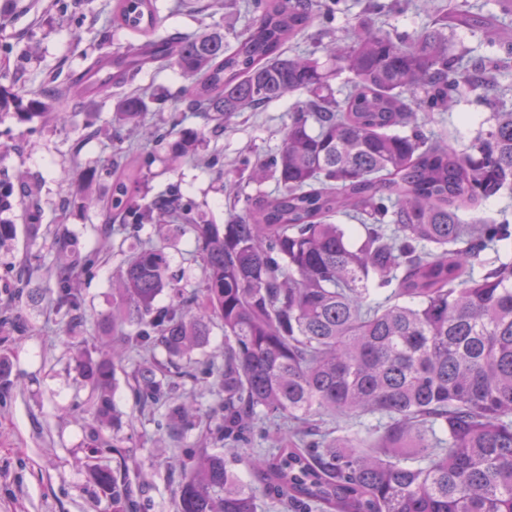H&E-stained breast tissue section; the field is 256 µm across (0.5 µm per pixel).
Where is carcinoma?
Returning a JSON list of instances; mask_svg holds the SVG:
<instances>
[{
	"label": "carcinoma",
	"mask_w": 512,
	"mask_h": 512,
	"mask_svg": "<svg viewBox=\"0 0 512 512\" xmlns=\"http://www.w3.org/2000/svg\"><path fill=\"white\" fill-rule=\"evenodd\" d=\"M245 28L161 37L156 0H115L112 25L141 37L95 61L85 90L132 82L147 64L174 62L192 78L185 101L228 126L294 96L282 146L251 167L276 188L244 197L230 220L197 224L206 281L202 300L168 286L167 259L139 249L121 277L128 309L112 311V354L78 358L98 425L93 453L113 512H149L134 498L117 428L112 385L124 359L142 407L160 411L157 430L195 426V398L176 395L184 379L215 395L208 433L222 453L179 449L177 512H258L260 497L292 512H512V206L502 218L460 210L512 197V105L462 151L428 129L432 114L494 81L512 59V40L492 20L454 10L421 34L395 39L361 20L344 39L320 42L331 62L288 55L331 6L321 0H246ZM482 28L494 57L448 52L447 31ZM342 78L337 87L331 81ZM21 117L51 104L32 99ZM149 111L139 96L120 100L115 120L137 125ZM173 157L192 131L158 127ZM134 170L112 177L105 210L133 223L190 221L170 190L137 202ZM345 217L362 234L351 243ZM100 253L56 268L57 306L67 326L82 321L72 281ZM224 324V363L192 358ZM372 417L367 436H340L322 416ZM268 447L262 448V442ZM257 473L262 490L235 466Z\"/></svg>",
	"instance_id": "carcinoma-1"
}]
</instances>
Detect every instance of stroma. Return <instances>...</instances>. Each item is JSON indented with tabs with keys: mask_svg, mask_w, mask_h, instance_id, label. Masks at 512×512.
I'll return each mask as SVG.
<instances>
[{
	"mask_svg": "<svg viewBox=\"0 0 512 512\" xmlns=\"http://www.w3.org/2000/svg\"><path fill=\"white\" fill-rule=\"evenodd\" d=\"M115 0H0L7 21L0 26V93L22 91L40 97L54 92L52 103L71 115L60 125L41 116L20 118L0 112V142L12 146L0 156V186L10 189L12 205L0 222L15 227L0 242V307L12 310L22 331L0 328V365L10 374V389L0 399V512H112L92 469L99 458L92 446L90 411L76 410L88 388L78 372L79 352L91 351L109 336L107 322L122 301L113 288L133 251L163 247L171 287L189 293L204 288L196 234L191 225L121 224L109 220L103 203L113 169L126 161L130 144L153 153L134 187L148 202L177 187L193 205L200 224H226L230 210L225 187L240 185L243 194L273 190L275 180L256 185L247 179L245 161L263 159L282 143L291 99L262 112L240 113L231 123L204 118L184 109L176 93L187 85L173 64L147 66L136 79L79 102L68 96L76 75L107 52L124 51L125 32L103 39L102 25ZM174 0H157L164 22L161 33H185L207 27L242 30L247 14L214 10L213 0H194L192 14H174ZM477 10L503 16L499 0H341L335 14L321 15L313 29L344 36L362 14L383 30L416 34L431 25L434 6ZM129 95L144 96L150 123L194 131L186 157L170 161L164 145L144 135H129L112 121L115 104ZM491 112L487 103L467 96L452 111L436 115L432 130H446L449 149L461 150ZM97 251L99 265L75 281L83 301V322L66 330L57 309L55 267L73 252ZM119 437L128 478L150 502L151 512H175L173 461L179 448L197 442L204 427L186 434L158 435L142 412L124 372L114 384Z\"/></svg>",
	"mask_w": 512,
	"mask_h": 512,
	"instance_id": "35a3bbf8",
	"label": "stroma"
}]
</instances>
